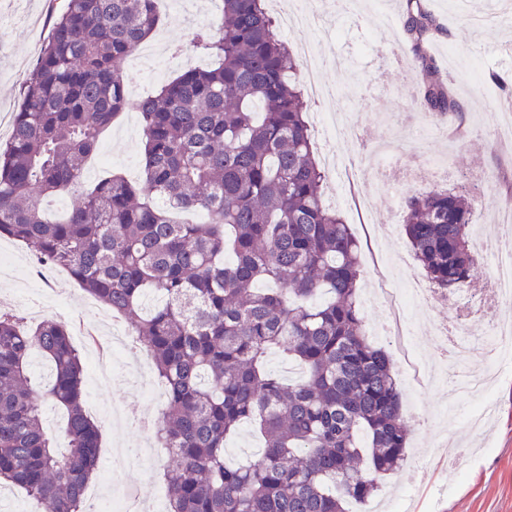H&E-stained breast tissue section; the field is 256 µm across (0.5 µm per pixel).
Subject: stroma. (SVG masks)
<instances>
[{
	"label": "stroma",
	"instance_id": "obj_1",
	"mask_svg": "<svg viewBox=\"0 0 512 512\" xmlns=\"http://www.w3.org/2000/svg\"><path fill=\"white\" fill-rule=\"evenodd\" d=\"M386 7L373 9L372 0H357L340 10L336 0H323L315 26L287 34L288 42L315 43L323 59L321 80L335 89V101L365 134H372L382 114L416 111L411 96L419 74L392 66L386 52L398 47L404 59L412 50L401 23V0H385ZM67 0H0V20L7 31L0 38V142L11 133V116L21 103L22 83L33 70L53 20ZM443 33L430 45V53L444 75L454 78V90L465 105L464 114H448V136L432 140L430 149L448 153L454 190L472 189V174L489 173L495 197L512 196V145L501 146L491 130L499 116L492 102L499 90L494 78L512 87V57L498 53L512 44V28L502 27L497 15L512 12V0H428ZM161 23L152 42L154 57L166 77L180 72L178 55L190 52L196 30L207 25L210 0H182L173 7L159 0ZM141 118L135 106L121 112L101 138L99 151L109 157L106 167H93L85 175L94 183L104 171L124 175L130 181L141 177ZM357 144L342 141L332 147L341 159L335 175L329 176L327 204L336 208L350 225L362 246L363 274L360 295L365 299V333L373 345L387 350L396 378H403V355L382 336L390 310L372 292L377 274H385L395 288L406 287L407 276L423 278L403 227V213L396 208L387 186L377 183L372 169L350 158ZM0 309L20 317L41 312L43 318L69 325L73 335L95 325L97 311L89 296L64 271H55L39 284L17 278L0 268ZM422 372V384L403 386V419L410 429L407 462L403 469L383 477L375 498L351 503L349 512H391L393 502L405 499L408 512H512V366L496 378L494 417L483 432L467 431L449 423V416L467 414L474 400L445 380V366L436 349V339L425 332L414 337ZM84 362V393L96 408L94 418L102 435L99 474L94 482L101 499L111 500L116 487L137 485L146 501L165 495L158 479L159 458L137 472L112 473L108 466L113 448H142L148 436L138 428H113L110 407L136 410L145 419L159 416L161 400L148 398L141 381L132 375L129 361H101L96 349L81 348ZM460 464L463 476L448 486L449 464Z\"/></svg>",
	"mask_w": 512,
	"mask_h": 512
}]
</instances>
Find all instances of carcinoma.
<instances>
[{"mask_svg":"<svg viewBox=\"0 0 512 512\" xmlns=\"http://www.w3.org/2000/svg\"><path fill=\"white\" fill-rule=\"evenodd\" d=\"M222 3L220 27L195 40L215 65L137 104L141 182L108 173L86 185L88 159L129 104L122 64L160 14L157 0H68L0 145V235L35 245L40 263L129 317L166 388L167 512H348L407 460L402 394L388 353L365 335L359 242L324 204L298 59L265 0ZM401 7L420 105L463 114L428 53L441 26L425 0ZM65 196L77 202L61 214L41 206ZM479 202L437 189L403 201L406 235L438 288L471 281ZM179 210L209 220L179 223ZM276 350L300 380L264 369ZM34 351L51 363L47 384L31 378ZM83 375L66 324L0 312V487L23 489L37 512H89L101 432ZM46 402L63 415L64 453L44 429ZM246 423L261 453L229 466L226 436Z\"/></svg>","mask_w":512,"mask_h":512,"instance_id":"obj_1","label":"carcinoma"}]
</instances>
